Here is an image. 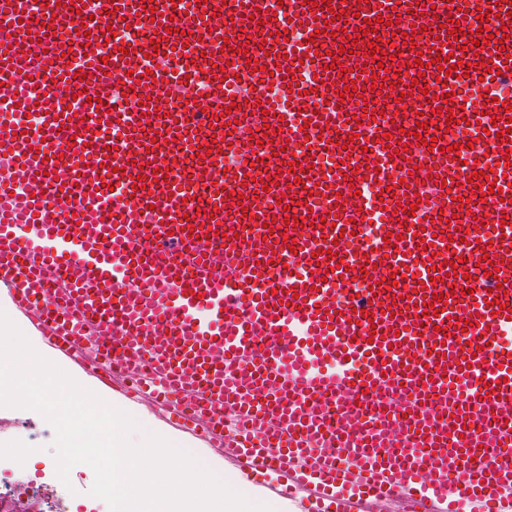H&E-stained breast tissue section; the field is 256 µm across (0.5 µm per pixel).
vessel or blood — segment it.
<instances>
[{
  "mask_svg": "<svg viewBox=\"0 0 512 512\" xmlns=\"http://www.w3.org/2000/svg\"><path fill=\"white\" fill-rule=\"evenodd\" d=\"M478 7L479 0L445 7L440 0H288L279 10L272 0H208L187 14L180 0H0V28L9 33L0 40V166L13 172L0 185V286L48 347L90 368L105 388L119 382L127 398L164 406L182 431L230 455L244 475L279 471L284 490L305 493L308 512H373L394 498L409 512H512V455L500 452L512 446V349L502 345L512 334V163L504 159L512 123L498 100L471 112L457 77L445 74L458 63L470 83L491 91L500 74L512 73V0L496 8L509 34L504 42L480 25ZM110 11L127 26L157 31V44L127 40L103 58L92 17ZM434 15L458 22L460 32L440 29L421 65L409 67L433 83L420 122L437 133L436 146L409 153L396 137L408 122L404 113L366 87L353 97L339 91L376 70L368 42L384 47L388 35L412 32L417 19ZM371 21L373 39L359 38ZM216 23L229 30L249 23L257 32L245 47L203 41L200 29ZM297 25L310 40L292 48L282 34ZM172 40L190 63L206 57L204 71L190 66L177 76L146 68L155 45ZM261 67L292 93L293 106L284 112L257 102L255 122H268L273 133L290 127L314 142L288 151L300 182L287 195L265 170L266 149L245 137L236 145L244 166L195 207L194 177H168L156 159L177 145L199 149V113H181L175 126L156 124L147 151L128 115L106 109L132 89L170 92L201 73L218 98L225 84ZM41 69L56 75L53 99L27 89L28 72ZM81 93L89 102L78 113L71 99ZM312 100L319 111H308ZM32 110L47 111L45 130H26ZM451 118L493 143L497 165L480 184L467 182L464 153L446 149ZM113 125L126 126L127 135L107 138ZM76 141L84 146L82 163L69 169L64 161ZM108 153L127 161L104 176ZM428 157L440 162L437 177L423 168ZM352 158L378 160L373 179L391 207L358 195L343 166ZM397 168L399 181L390 176ZM31 184L38 194L28 192ZM117 193L131 206L120 222L112 219ZM315 195L324 204L311 205ZM262 200L307 221L305 236L239 232L225 241L228 210H236L238 224H254ZM76 209L82 219L73 230ZM490 214L503 223L492 243L477 229ZM379 218L398 224L407 248L381 240L370 254L341 251V242ZM189 222L209 225L206 241L183 233ZM432 224L446 227L447 238L433 237ZM465 224L489 273L475 293L447 287L433 300L442 278L464 274L452 266L450 238ZM426 253L443 256V265L420 266ZM498 262L503 271H494ZM272 265L284 272L281 285L263 276ZM375 265L380 275H372ZM409 268L419 285L412 307L392 283ZM325 271L355 284L354 305H331ZM407 344L421 355L403 356ZM459 379L481 382L482 392L449 397ZM399 381L417 395L413 417L400 420ZM437 398L453 400L455 423L440 424ZM336 403L349 415L341 426L327 415ZM230 410L246 424L228 438ZM323 446L336 456L320 455ZM465 448L483 449L487 463L449 482Z\"/></svg>",
  "mask_w": 512,
  "mask_h": 512,
  "instance_id": "1",
  "label": "vessel or blood"
}]
</instances>
